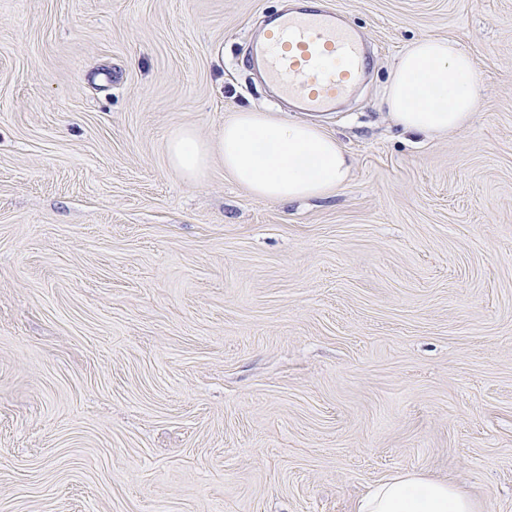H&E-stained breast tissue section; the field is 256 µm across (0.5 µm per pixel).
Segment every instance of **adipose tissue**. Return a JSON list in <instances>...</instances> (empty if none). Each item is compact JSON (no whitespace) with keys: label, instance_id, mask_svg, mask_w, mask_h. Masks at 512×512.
<instances>
[{"label":"adipose tissue","instance_id":"1","mask_svg":"<svg viewBox=\"0 0 512 512\" xmlns=\"http://www.w3.org/2000/svg\"><path fill=\"white\" fill-rule=\"evenodd\" d=\"M480 86L469 54L444 38L412 42L398 57L379 105L409 134L438 138L473 118ZM213 146L183 128L168 142L171 166L193 179ZM224 171L255 197L281 202L321 198L349 180L352 160L340 141L316 124L244 109L226 121L218 144ZM356 512H476L458 485L408 471L379 482Z\"/></svg>","mask_w":512,"mask_h":512}]
</instances>
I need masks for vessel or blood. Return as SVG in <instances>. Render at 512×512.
Instances as JSON below:
<instances>
[{
	"label": "vessel or blood",
	"mask_w": 512,
	"mask_h": 512,
	"mask_svg": "<svg viewBox=\"0 0 512 512\" xmlns=\"http://www.w3.org/2000/svg\"><path fill=\"white\" fill-rule=\"evenodd\" d=\"M255 56L267 80L307 111L344 96L366 65L354 31L331 9L300 8L273 17Z\"/></svg>",
	"instance_id": "1"
}]
</instances>
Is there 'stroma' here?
I'll return each mask as SVG.
<instances>
[{
  "instance_id": "35a3bbf8",
  "label": "stroma",
  "mask_w": 512,
  "mask_h": 512,
  "mask_svg": "<svg viewBox=\"0 0 512 512\" xmlns=\"http://www.w3.org/2000/svg\"><path fill=\"white\" fill-rule=\"evenodd\" d=\"M317 2L371 57L315 114L248 63L289 0H0V512H354L409 470L512 512V0ZM427 37L482 87L433 140L378 105ZM249 107L349 182L169 165ZM211 146L201 140L192 127H185L168 142L167 155L171 166L187 179H195L206 168Z\"/></svg>"
}]
</instances>
